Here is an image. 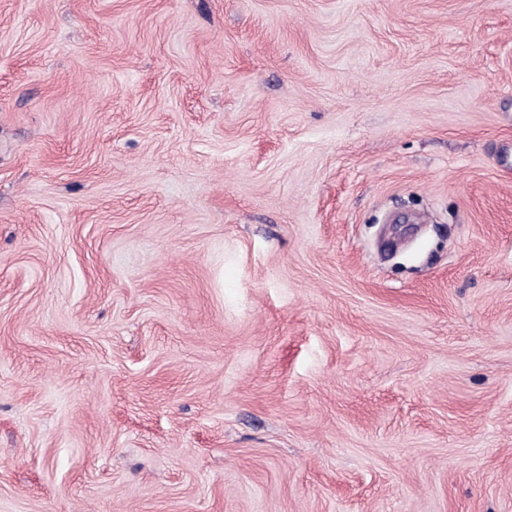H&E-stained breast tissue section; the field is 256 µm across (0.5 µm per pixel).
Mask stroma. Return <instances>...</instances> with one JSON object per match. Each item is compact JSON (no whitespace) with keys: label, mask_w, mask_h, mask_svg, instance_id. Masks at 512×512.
<instances>
[{"label":"stroma","mask_w":512,"mask_h":512,"mask_svg":"<svg viewBox=\"0 0 512 512\" xmlns=\"http://www.w3.org/2000/svg\"><path fill=\"white\" fill-rule=\"evenodd\" d=\"M0 512H512V0H0Z\"/></svg>","instance_id":"1"}]
</instances>
